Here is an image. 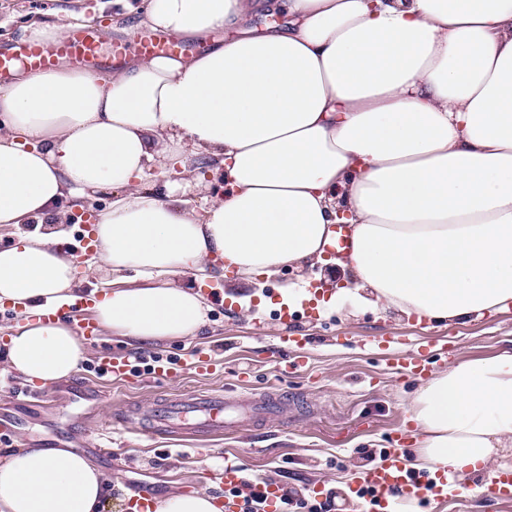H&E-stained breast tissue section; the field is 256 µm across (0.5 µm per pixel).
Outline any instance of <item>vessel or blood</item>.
Listing matches in <instances>:
<instances>
[{"instance_id":"obj_1","label":"vessel or blood","mask_w":512,"mask_h":512,"mask_svg":"<svg viewBox=\"0 0 512 512\" xmlns=\"http://www.w3.org/2000/svg\"><path fill=\"white\" fill-rule=\"evenodd\" d=\"M140 56L167 55L174 52L177 42L164 33L140 34L135 38ZM66 62L74 68L92 71L105 65L101 41L95 25L73 28L65 38L50 44L17 41L0 47V76L11 74L15 64L30 70H49ZM241 410L240 403L221 395H197L169 399L158 404L150 422L153 430L178 434L190 421L201 428L224 431L234 427V418ZM368 487L372 496H360L361 488ZM252 490L266 502V512H278L282 490L270 481H257ZM458 483L453 474L437 470L413 472L403 449H389L383 464L367 468L350 486L349 491L359 512H375L376 508H389L394 498L408 501L435 495L447 497L456 494Z\"/></svg>"}]
</instances>
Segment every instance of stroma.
<instances>
[{"label": "stroma", "mask_w": 512, "mask_h": 512, "mask_svg": "<svg viewBox=\"0 0 512 512\" xmlns=\"http://www.w3.org/2000/svg\"><path fill=\"white\" fill-rule=\"evenodd\" d=\"M71 8L83 21H96L101 39H108L112 0H0V44L21 39L31 21L53 23ZM305 282L327 296L352 285L331 263L284 268L262 285H246V292L271 301L250 320L226 298L224 275L215 269L206 281L210 311L199 336L142 345L102 330L86 345L79 372L46 386L0 361V460L23 446L73 449L111 479L105 512H128L130 491L155 500L196 490L224 496L220 472L225 458L236 457L254 480L303 493L317 484L332 493L333 512H357L348 487L359 473L380 464L394 444L415 451L416 425L408 416L421 380L463 360L512 350V310L434 324L349 297L333 311L313 301L279 307L280 288ZM199 351L221 356L216 371L194 369ZM285 354L293 363L281 371L276 359ZM102 355L142 356L147 363L130 379L110 381L98 374ZM159 358L174 364L176 377L153 378ZM411 359L421 360L422 374H403L402 362ZM211 392L244 400L274 392L284 402L282 414L264 423L243 419L217 437L141 434L143 414L159 401ZM118 413L128 424L97 444V421ZM413 512H512V505L480 497L471 484L449 500L414 501Z\"/></svg>", "instance_id": "obj_1"}]
</instances>
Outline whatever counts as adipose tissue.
<instances>
[{"label": "adipose tissue", "instance_id": "obj_1", "mask_svg": "<svg viewBox=\"0 0 512 512\" xmlns=\"http://www.w3.org/2000/svg\"><path fill=\"white\" fill-rule=\"evenodd\" d=\"M270 0H145L112 33L161 31L207 51L112 70L18 71L0 86V307L15 311L0 358L27 381L75 374V319H45L70 298L72 256L57 231L64 199L117 190L92 227L102 267L129 272L95 301L99 325L130 340L193 337L205 297L178 279L234 271L237 292L334 250L337 209L353 299L431 320L512 308V0H282L284 28L248 30ZM224 40H214L218 31ZM207 154L223 196L188 190ZM184 184L158 197L154 172ZM418 469L460 482L512 452V352L465 360L412 400ZM110 480L66 448H22L0 463V512H102Z\"/></svg>", "mask_w": 512, "mask_h": 512}]
</instances>
